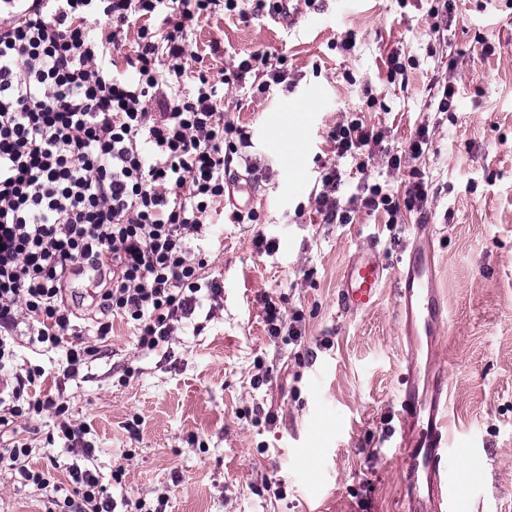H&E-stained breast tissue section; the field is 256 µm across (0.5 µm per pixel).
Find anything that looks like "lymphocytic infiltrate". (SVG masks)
Here are the masks:
<instances>
[{
	"instance_id": "f902f5d3",
	"label": "lymphocytic infiltrate",
	"mask_w": 512,
	"mask_h": 512,
	"mask_svg": "<svg viewBox=\"0 0 512 512\" xmlns=\"http://www.w3.org/2000/svg\"><path fill=\"white\" fill-rule=\"evenodd\" d=\"M17 10L0 0V437L19 419L62 415L65 400L38 391L44 372L18 363L16 346L64 354V377L94 361L113 318L134 325L138 349L167 342L175 322L191 316L221 289L203 274L212 255L206 217L224 197L245 131L225 124L219 84L255 74L256 94L288 83L280 56L254 53L213 80L191 70L187 30L217 6L237 0H28ZM146 19L125 69L113 51L131 19ZM329 140L338 160L378 145L382 133L351 121ZM317 210L345 224L351 212H382L398 223L402 211L426 214L428 184L410 170L404 192L365 184L345 193L337 163L323 166ZM91 267L101 290L100 318L76 323L66 298L76 269ZM74 445L70 495L59 496L49 470L28 465L24 443L0 450V472L33 486L48 512H165L142 498L115 500L124 465L102 476L95 451L83 444L88 425L60 423Z\"/></svg>"
}]
</instances>
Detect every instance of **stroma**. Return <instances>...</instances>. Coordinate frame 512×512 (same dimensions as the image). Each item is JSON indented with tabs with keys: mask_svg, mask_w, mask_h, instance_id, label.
Here are the masks:
<instances>
[{
	"mask_svg": "<svg viewBox=\"0 0 512 512\" xmlns=\"http://www.w3.org/2000/svg\"><path fill=\"white\" fill-rule=\"evenodd\" d=\"M446 30L433 31L432 0H317L290 26L254 15L238 0L199 20L189 49L211 76L255 51L285 55L291 91L261 97L227 86L226 122L251 136L259 169L231 187L208 217L218 246L206 269L223 290L214 309L177 323L168 343L136 348L133 328L113 320L102 356L85 377L62 376V356L20 348L44 368L41 390L62 395L101 474L126 467L125 494L166 512H407L408 484L393 442L407 344L397 284L374 305L341 312L338 282L351 254L375 246L391 270L403 265L411 226L360 210L348 224L324 223L310 202L317 157H331L330 128L359 119L385 131L384 150L408 154L421 127L430 149L417 160L434 196L436 284L444 302L434 371L448 383L454 444L484 460L473 474L450 461L462 512H512V0H452ZM355 35L356 47L341 44ZM495 53H487L486 45ZM399 54L404 73L390 74ZM454 82L450 111L429 87ZM374 152L365 170L341 164L348 189L369 181L399 187ZM258 220L240 224L236 208ZM276 244L257 251L256 235ZM299 309L298 343L268 336L266 302ZM51 413L22 421L0 448L27 443L32 467L58 461L69 489L63 440L47 443ZM0 512H45L30 486L0 475Z\"/></svg>",
	"mask_w": 512,
	"mask_h": 512,
	"instance_id": "obj_1",
	"label": "stroma"
}]
</instances>
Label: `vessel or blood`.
Wrapping results in <instances>:
<instances>
[{"instance_id":"vessel-or-blood-1","label":"vessel or blood","mask_w":512,"mask_h":512,"mask_svg":"<svg viewBox=\"0 0 512 512\" xmlns=\"http://www.w3.org/2000/svg\"><path fill=\"white\" fill-rule=\"evenodd\" d=\"M417 246L398 275H391L378 252L360 248L348 260L339 284L340 308L357 313L367 310L376 301L389 278L399 285V308L405 333L412 348H426L436 355L434 327L444 317L443 303L434 285L435 252L432 247L433 227H415ZM444 384L435 381L431 394L420 397L415 385H407L401 401L400 446L411 460L421 461L426 472L428 489L435 512H458L452 500L445 461L450 454L449 429L445 420L448 411L443 401Z\"/></svg>"}]
</instances>
